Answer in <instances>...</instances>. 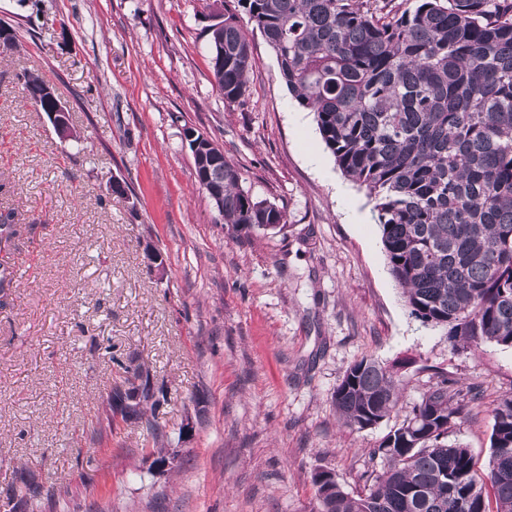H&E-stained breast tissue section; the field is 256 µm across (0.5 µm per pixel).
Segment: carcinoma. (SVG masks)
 <instances>
[{
  "mask_svg": "<svg viewBox=\"0 0 512 512\" xmlns=\"http://www.w3.org/2000/svg\"><path fill=\"white\" fill-rule=\"evenodd\" d=\"M276 56L298 104L314 115L339 169L374 201L388 270L409 314L446 329L456 351L485 343L512 347V0H236L207 29L214 81L225 101L247 92L254 57L240 14ZM224 48V60L216 50ZM48 83L23 74L39 112L53 100ZM201 189L223 193L227 234L283 229L284 209L241 188L242 172L224 155L194 159ZM12 211L0 213V241L17 234ZM110 388L111 411L139 423L161 405L148 368L123 366ZM397 372L363 357L333 393L342 426L364 430L398 412ZM480 386L437 380L372 455L387 467L360 495L329 471L314 474L319 512H512V393L496 400L485 477L468 448L448 440ZM23 499L41 496L26 475Z\"/></svg>",
  "mask_w": 512,
  "mask_h": 512,
  "instance_id": "1",
  "label": "carcinoma"
}]
</instances>
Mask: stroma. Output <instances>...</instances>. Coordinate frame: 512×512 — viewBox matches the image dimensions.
Wrapping results in <instances>:
<instances>
[{
  "label": "stroma",
  "instance_id": "obj_1",
  "mask_svg": "<svg viewBox=\"0 0 512 512\" xmlns=\"http://www.w3.org/2000/svg\"><path fill=\"white\" fill-rule=\"evenodd\" d=\"M218 7L0 0L20 44L0 57V212L19 228L0 245L14 276L0 306V512H317L313 475L365 492L384 466L371 450L439 371L483 391L449 437L487 472L512 348L456 352L410 316L366 190L259 32L247 93L225 101L207 35ZM25 71L54 88L77 142L28 102ZM188 127L242 167L245 190L286 210L282 231L227 234ZM364 356L398 365L404 385L397 414L357 431L332 394ZM130 362L166 396L159 441L109 410ZM23 469L43 486L24 504Z\"/></svg>",
  "mask_w": 512,
  "mask_h": 512
}]
</instances>
